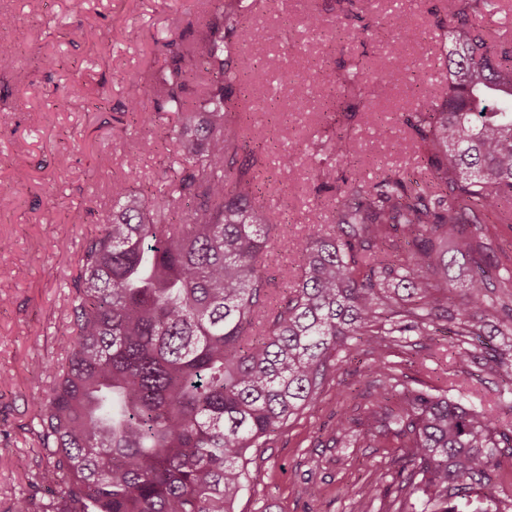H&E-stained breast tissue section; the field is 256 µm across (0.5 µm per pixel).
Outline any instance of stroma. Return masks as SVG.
Instances as JSON below:
<instances>
[{
	"instance_id": "1",
	"label": "stroma",
	"mask_w": 512,
	"mask_h": 512,
	"mask_svg": "<svg viewBox=\"0 0 512 512\" xmlns=\"http://www.w3.org/2000/svg\"><path fill=\"white\" fill-rule=\"evenodd\" d=\"M214 0H0V15L14 24L0 32L18 67L0 72V512L30 483L59 489L27 431L36 416L33 395L48 394L52 380L40 363L59 357L72 317L70 278L81 248L112 214V181L137 150L141 178L135 193H155L166 175L173 144L165 133L176 114L160 110L157 94L170 61L165 40L202 36L197 18ZM454 0H364V22L337 16L334 0H261L252 18L226 43L253 85L259 109L248 122L264 127L267 146L260 185L264 204L290 242L329 234L337 193L334 181L378 168L416 172L423 153L403 122L420 109L415 79L434 83L446 72L448 18ZM320 16L317 30L302 17ZM401 17L403 39L386 36L388 19ZM359 65L363 81L338 83ZM400 76L386 93L371 96L368 76L382 67ZM310 82L294 101L290 84ZM143 96L146 112H127ZM351 107L342 154L310 162L306 151L335 119L327 104ZM293 151L294 166L279 158ZM472 248L496 264L498 278L512 273V226L474 224L464 234ZM482 345L473 347L468 373L456 368L459 336L410 332L388 359L408 387L445 394L477 409L499 407L512 423V334L502 335L501 307L512 306V288H487ZM366 357L333 354L316 398L287 426L252 449L249 482L235 512H381L407 467L406 449L392 436H354L337 442L336 429L376 408L379 384ZM382 475V490L363 487Z\"/></svg>"
}]
</instances>
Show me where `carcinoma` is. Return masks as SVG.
<instances>
[{"instance_id": "carcinoma-1", "label": "carcinoma", "mask_w": 512, "mask_h": 512, "mask_svg": "<svg viewBox=\"0 0 512 512\" xmlns=\"http://www.w3.org/2000/svg\"><path fill=\"white\" fill-rule=\"evenodd\" d=\"M495 0H456L446 74L426 90L424 110L404 123L425 147L420 174L383 170L368 184L343 180L327 237L293 244L290 291L274 300L265 257L288 242L256 182L259 125L242 135L250 91L216 37L242 24L238 0L204 18V36L168 40L171 65L160 93L179 124L171 175L149 198L135 154L112 183V222L89 236L76 263L66 360L46 362L48 396H33L37 447L64 487L15 512H234L248 482L247 453L264 445L314 399L332 353L358 351L364 336L433 335L446 288L430 282L448 265L436 249L467 224H486L512 198V43L491 46L479 23ZM211 73L199 98L190 78ZM377 72L379 96L395 81ZM338 125L315 144L342 151ZM400 234L404 249L391 237ZM492 265L472 259L470 294L457 306L458 335L473 334ZM409 290L401 304L391 285ZM368 370L389 386L365 433L405 439L410 469L396 512H509L512 495L487 489L496 455L512 452V424L494 409L446 395L397 391L380 342Z\"/></svg>"}]
</instances>
